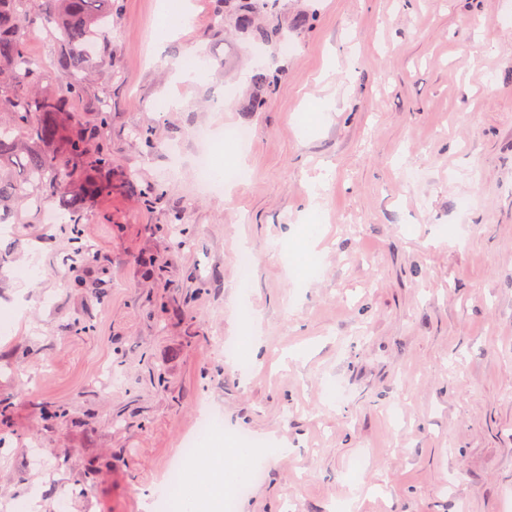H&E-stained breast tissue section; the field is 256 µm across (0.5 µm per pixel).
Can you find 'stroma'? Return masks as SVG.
I'll list each match as a JSON object with an SVG mask.
<instances>
[{"label":"stroma","instance_id":"1","mask_svg":"<svg viewBox=\"0 0 512 512\" xmlns=\"http://www.w3.org/2000/svg\"><path fill=\"white\" fill-rule=\"evenodd\" d=\"M158 6L116 0L73 106L107 101L134 176L86 216L91 260L61 224L0 235V512H156L207 410L258 443L235 512H512V0H280L281 26L313 20L260 57L221 0L166 33ZM259 60L277 83L250 112ZM238 128L243 178L209 192L199 133Z\"/></svg>","mask_w":512,"mask_h":512}]
</instances>
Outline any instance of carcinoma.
Returning a JSON list of instances; mask_svg holds the SVG:
<instances>
[{
    "label": "carcinoma",
    "instance_id": "cac0c4a2",
    "mask_svg": "<svg viewBox=\"0 0 512 512\" xmlns=\"http://www.w3.org/2000/svg\"><path fill=\"white\" fill-rule=\"evenodd\" d=\"M279 0H224L214 26H229L254 45H284L288 36L272 22ZM41 11L60 47L57 68L61 88L36 91L40 71L28 56L29 23ZM112 0H0V217L31 224L45 204L61 195L71 205V240L83 236L81 213L118 186L112 159L96 144L107 130L106 105L99 125L86 126L71 104L83 98L86 75L103 63L92 54ZM259 110L274 80L257 67L251 78Z\"/></svg>",
    "mask_w": 512,
    "mask_h": 512
}]
</instances>
